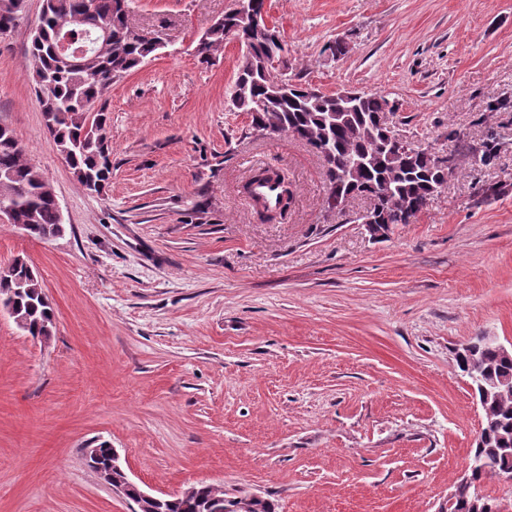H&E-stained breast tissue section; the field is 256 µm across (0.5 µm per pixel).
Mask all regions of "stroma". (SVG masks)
<instances>
[{"instance_id": "1", "label": "stroma", "mask_w": 512, "mask_h": 512, "mask_svg": "<svg viewBox=\"0 0 512 512\" xmlns=\"http://www.w3.org/2000/svg\"><path fill=\"white\" fill-rule=\"evenodd\" d=\"M42 3L0 35V123L65 232L0 221V267L27 258L57 316L39 342L0 314V512H131L85 463L103 441L155 494L204 482L275 512H448L482 418L453 349L512 341V0H266L291 74L385 96L395 133L457 159L381 238L354 220L370 198L328 210L310 146L233 109L235 43L195 55L234 0H132L166 45L108 91L112 179L84 190L28 79ZM261 166L292 192L273 224L239 191Z\"/></svg>"}]
</instances>
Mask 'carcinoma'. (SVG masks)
Returning a JSON list of instances; mask_svg holds the SVG:
<instances>
[{
  "mask_svg": "<svg viewBox=\"0 0 512 512\" xmlns=\"http://www.w3.org/2000/svg\"><path fill=\"white\" fill-rule=\"evenodd\" d=\"M23 0H0V35L19 20ZM129 0H44L40 23L30 44L33 84L45 127L56 151L86 190L101 193L112 178V149L108 136V112L104 94L112 84L155 55L160 46L140 37L129 22ZM238 24L230 13L212 24L195 47L203 61L224 48L225 26ZM106 28L108 39L78 65L63 62L58 43L65 34L78 40L95 36ZM250 40V61L238 75L247 85L231 94L232 106L251 118L256 132L289 133L307 143L322 159L328 193L327 208L341 210L345 197L356 192H383L379 197L382 223L395 224L398 212L407 206L413 214L427 207L447 184L448 178L425 152L392 155L384 148L382 125L395 107L382 95L363 94L351 109L341 98L323 93L308 96L309 85L295 79L296 90L283 93L287 81L277 67L264 64L265 49ZM273 180L279 187L278 203L269 207L254 199L260 218L272 222L290 203L285 173L270 168L256 170L242 185L246 194L255 183ZM52 186L28 162L14 132L0 124V205L12 210L11 224L29 237L49 240L61 236L63 222ZM10 302L17 327L29 336L47 341L56 330V315L36 272L23 257L13 259L11 274L0 278V299ZM477 358L488 380L512 381V358L501 357L493 347H481ZM493 417L490 441L472 448L471 455L484 458L494 476L512 468V397L487 400ZM87 466L95 469L111 460V448L101 442L90 449ZM224 498V490L197 484L176 496H167L153 512H206L207 505Z\"/></svg>",
  "mask_w": 512,
  "mask_h": 512,
  "instance_id": "1",
  "label": "carcinoma"
}]
</instances>
